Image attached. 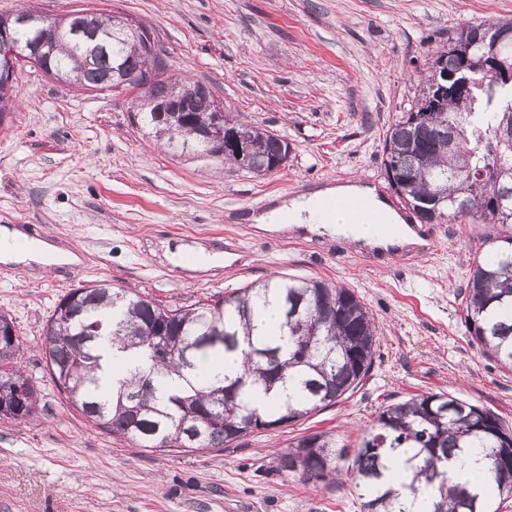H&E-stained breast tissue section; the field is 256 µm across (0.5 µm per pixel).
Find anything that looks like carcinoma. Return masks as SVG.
<instances>
[{
	"mask_svg": "<svg viewBox=\"0 0 512 512\" xmlns=\"http://www.w3.org/2000/svg\"><path fill=\"white\" fill-rule=\"evenodd\" d=\"M113 15L91 10L49 24L17 25L14 40L23 50L33 40L49 47V68L69 86L112 91V69L124 58L140 75L151 74L148 95L139 101L144 127L167 148L182 154L216 155L242 167L234 149L219 154L203 131L213 122L238 129L248 140L246 170L272 173L270 164L291 152L288 140L261 126L217 112L218 100L201 83L167 74L163 50L138 56L134 43L112 36ZM81 26L97 35L100 51L88 59L87 46L70 34ZM491 30L512 33V20L467 23L437 52L410 108L385 132L383 163L398 198L420 220L436 212V223L512 224V39L496 43ZM458 74L471 91L437 102L429 98L436 77ZM189 108V120L172 133L159 122V103ZM282 323L274 334H259L270 298ZM464 323L483 350L512 366V236L493 240L474 263L467 283ZM108 340L138 353L149 369L132 373L114 393L97 378L99 347ZM374 321L355 292L317 279H269L212 303L169 309L146 297L116 289L106 280L72 288L59 300L45 326L44 355L50 374L72 406L95 427L155 452L210 450L250 434L257 418L292 423L354 394L373 365ZM243 350L244 372L202 388L156 396L154 376L182 374L210 355ZM13 321L0 313V415L24 421L34 415L37 394L30 380L7 368L20 352ZM288 388L278 404L264 408L256 393ZM192 413L213 418L200 438L189 432ZM399 448H412L417 463L406 488H424L431 512H498L487 495L451 484L444 467L473 448L484 452L499 502L512 497V431L492 411L445 393H426L385 407L374 427L349 455L335 436L296 438L278 455L277 467L305 482L331 481L346 472L360 490L362 512H407L400 494L383 479Z\"/></svg>",
	"mask_w": 512,
	"mask_h": 512,
	"instance_id": "obj_1",
	"label": "carcinoma"
}]
</instances>
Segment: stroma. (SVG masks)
<instances>
[{"label": "stroma", "mask_w": 512, "mask_h": 512, "mask_svg": "<svg viewBox=\"0 0 512 512\" xmlns=\"http://www.w3.org/2000/svg\"><path fill=\"white\" fill-rule=\"evenodd\" d=\"M24 6L49 18L132 16L156 31L173 75L284 135L292 151L267 176L180 156L145 134L131 95L16 69L19 100L0 127V227L34 225L82 262L0 263V312L38 397L30 419H0V512H360L350 482H304L278 470L277 453L318 432L356 448L379 409L428 392L486 407L512 428V367L470 336L462 297L501 225L434 224L433 252L381 257L249 221L272 198L350 179L393 198L384 134L409 109L419 73L456 26L512 19V0H0V14ZM180 245L224 263L183 268L170 258ZM273 274L349 288L372 314L373 366L351 397L219 452L160 453L91 425L50 377L44 326L70 289L105 279L174 309Z\"/></svg>", "instance_id": "obj_1"}]
</instances>
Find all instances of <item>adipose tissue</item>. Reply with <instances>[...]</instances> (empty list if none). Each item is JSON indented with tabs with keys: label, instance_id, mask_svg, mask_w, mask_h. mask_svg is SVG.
<instances>
[{
	"label": "adipose tissue",
	"instance_id": "ef3b65f1",
	"mask_svg": "<svg viewBox=\"0 0 512 512\" xmlns=\"http://www.w3.org/2000/svg\"><path fill=\"white\" fill-rule=\"evenodd\" d=\"M326 196L339 198L356 197L364 200L365 214L348 222L345 214H338L335 220L328 221L321 217L317 201ZM381 212L387 215L392 223H400L401 218L390 211L387 203L377 193L375 187L363 183H349L336 187L319 189L311 194L302 195L254 216V224L272 232L283 227L294 225L312 232L329 233L345 238L355 244L378 250L415 247L422 245L423 240L412 228H404L401 235L393 239L372 236L370 213ZM77 254L65 250L45 240L34 239L18 228L4 227L0 229V262L6 264H75ZM101 383L105 390H112L118 382L138 368L142 360L130 352L103 345L100 351Z\"/></svg>",
	"mask_w": 512,
	"mask_h": 512
}]
</instances>
